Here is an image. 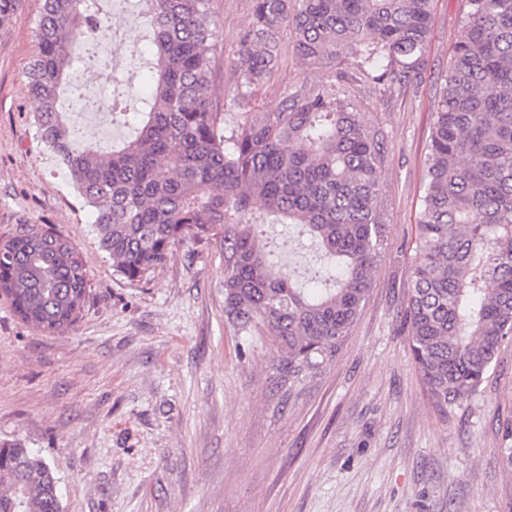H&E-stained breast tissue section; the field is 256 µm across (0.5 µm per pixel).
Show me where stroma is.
<instances>
[{
	"label": "stroma",
	"mask_w": 512,
	"mask_h": 512,
	"mask_svg": "<svg viewBox=\"0 0 512 512\" xmlns=\"http://www.w3.org/2000/svg\"><path fill=\"white\" fill-rule=\"evenodd\" d=\"M43 0H23L0 27V239L25 225L63 235L88 273L90 299L63 334L23 323L0 297V442L18 440L57 469L63 512H512V472L497 450L512 421V346L477 393L432 408L400 315L427 169L435 95L462 34L460 0H433L420 84L392 95L355 84L365 125L381 127L389 247L362 315L336 359L290 391L277 386L278 347L237 333L224 311V258L185 242L140 281L100 249L95 214L40 141L27 71ZM252 0H211L223 86L251 20ZM138 45L122 76L145 87L151 46L137 15L120 18ZM91 33L72 37L63 110L76 137L101 148L99 118L71 105L72 87L104 99L86 70ZM327 72L284 49L262 92L276 111Z\"/></svg>",
	"instance_id": "1"
}]
</instances>
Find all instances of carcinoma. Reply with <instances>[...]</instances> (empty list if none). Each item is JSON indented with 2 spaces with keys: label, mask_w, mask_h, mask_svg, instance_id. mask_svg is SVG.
Returning a JSON list of instances; mask_svg holds the SVG:
<instances>
[{
  "label": "carcinoma",
  "mask_w": 512,
  "mask_h": 512,
  "mask_svg": "<svg viewBox=\"0 0 512 512\" xmlns=\"http://www.w3.org/2000/svg\"><path fill=\"white\" fill-rule=\"evenodd\" d=\"M432 0H252L236 51L232 126L213 105L216 23L210 0H143L153 32V81L132 136L101 153L71 133L60 93L78 29L110 30L99 0H44L39 53L27 73L40 103L37 132L96 214L100 248L140 281L186 241L224 256V310L238 331L280 349L283 384L335 360L359 320L388 248L381 174L386 139L331 89L259 103L277 75L281 33L292 51L347 87L365 81L404 94L422 77ZM436 104L411 284L401 322L432 407L485 381L512 344V0H464ZM356 58L354 70L345 59ZM111 114L127 112L115 80ZM272 224L306 227L326 261L303 288L265 250ZM89 279L65 237L27 227L0 244V295L25 323L63 333L83 316ZM0 512H62L58 478L37 450L0 445Z\"/></svg>",
  "instance_id": "carcinoma-1"
}]
</instances>
